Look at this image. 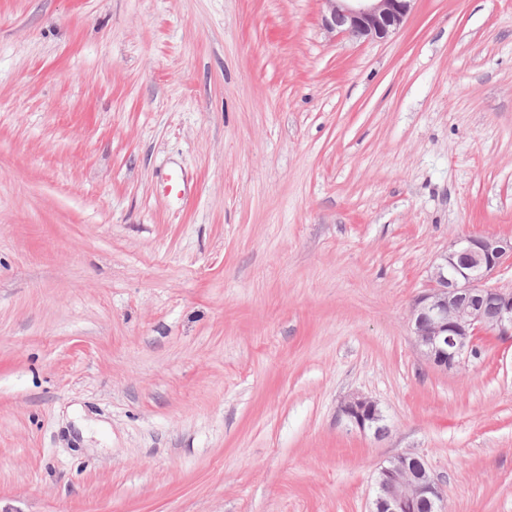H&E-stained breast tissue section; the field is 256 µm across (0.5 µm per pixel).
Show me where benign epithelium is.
Instances as JSON below:
<instances>
[{"mask_svg": "<svg viewBox=\"0 0 512 512\" xmlns=\"http://www.w3.org/2000/svg\"><path fill=\"white\" fill-rule=\"evenodd\" d=\"M322 25L330 32L383 39L403 25L414 0H324ZM512 261V237L467 235L456 239L433 262L428 286L410 309L417 350L436 370H458L473 354L475 337L512 336V289L489 284ZM493 303L494 315L484 312ZM340 414L361 432L382 433L378 404L362 395L346 399ZM443 489L423 457L412 452L392 457L378 477L374 512H411L418 502L445 512Z\"/></svg>", "mask_w": 512, "mask_h": 512, "instance_id": "benign-epithelium-1", "label": "benign epithelium"}]
</instances>
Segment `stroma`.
<instances>
[{
  "label": "stroma",
  "mask_w": 512,
  "mask_h": 512,
  "mask_svg": "<svg viewBox=\"0 0 512 512\" xmlns=\"http://www.w3.org/2000/svg\"><path fill=\"white\" fill-rule=\"evenodd\" d=\"M325 9L0 0V512H373L401 452L512 512V337L440 372L408 325L512 235V0ZM322 25L329 32L383 39L403 25L414 0H324ZM339 411L341 417L360 432L374 431L375 435H381L380 422L383 417L374 400L366 396L354 395L341 404Z\"/></svg>",
  "instance_id": "35a3bbf8"
}]
</instances>
